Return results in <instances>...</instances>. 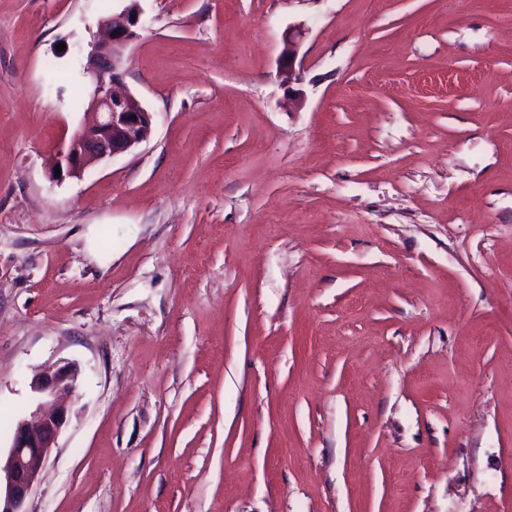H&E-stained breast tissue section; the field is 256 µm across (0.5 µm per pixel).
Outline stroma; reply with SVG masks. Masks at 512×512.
Here are the masks:
<instances>
[{"label": "stroma", "instance_id": "1", "mask_svg": "<svg viewBox=\"0 0 512 512\" xmlns=\"http://www.w3.org/2000/svg\"><path fill=\"white\" fill-rule=\"evenodd\" d=\"M126 4L0 0L1 453L79 368L29 512H512V0H140L151 135L53 181ZM299 31L288 28V31L284 36L285 48L282 54V60L279 70V76L281 77V81L283 85L288 87V93H296L295 90L291 87L293 81L298 80L297 74L295 72V62H296V45H297V37L299 36Z\"/></svg>", "mask_w": 512, "mask_h": 512}]
</instances>
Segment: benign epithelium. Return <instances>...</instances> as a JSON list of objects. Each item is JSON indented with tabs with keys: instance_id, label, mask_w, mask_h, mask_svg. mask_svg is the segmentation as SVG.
<instances>
[{
	"instance_id": "benign-epithelium-1",
	"label": "benign epithelium",
	"mask_w": 512,
	"mask_h": 512,
	"mask_svg": "<svg viewBox=\"0 0 512 512\" xmlns=\"http://www.w3.org/2000/svg\"><path fill=\"white\" fill-rule=\"evenodd\" d=\"M138 0L100 22L104 38L91 43L86 72L92 91L86 119L73 132L66 146L55 157L51 178L77 177L98 162L128 153L151 134V112L130 91L122 70L125 49L141 27ZM299 31L288 29L279 76L289 92L295 72ZM78 370L73 365L50 367L31 383L37 403L15 426L5 460L0 461V512H27L26 500L37 480L40 463L55 447L58 435L68 421L65 400L75 391Z\"/></svg>"
}]
</instances>
